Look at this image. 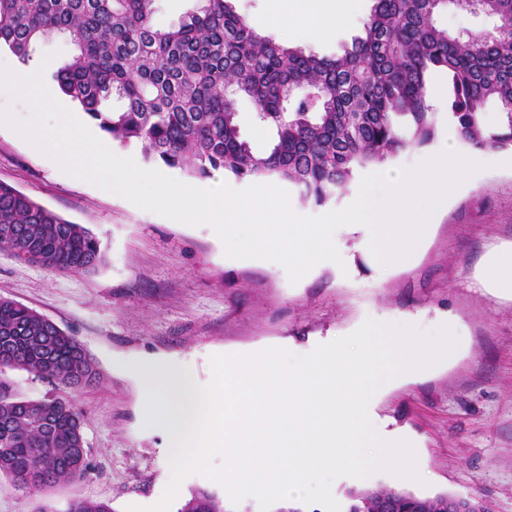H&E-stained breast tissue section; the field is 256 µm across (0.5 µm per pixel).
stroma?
<instances>
[{"mask_svg": "<svg viewBox=\"0 0 512 512\" xmlns=\"http://www.w3.org/2000/svg\"><path fill=\"white\" fill-rule=\"evenodd\" d=\"M360 25L312 41L303 26L281 41L318 56L340 53ZM0 181L94 233L105 250L96 271L63 273L0 252V297L18 301L75 336L94 359L98 382L66 395L85 415L92 471L80 482L27 490L0 476V512H64L73 499L109 502L114 512L150 506L171 470L168 434L146 426L134 362L190 365L200 383L210 358L313 344L354 332L366 319L448 313L467 350L434 373L386 392L377 411L416 436L418 496L475 495L489 512H512V300L486 292L477 272L512 245V168L478 170L435 218L410 265L377 264L359 234L343 233L347 271L321 265L298 282L275 261L226 257L207 225L188 226L142 210L57 168L12 128L0 125Z\"/></svg>", "mask_w": 512, "mask_h": 512, "instance_id": "obj_1", "label": "stroma"}]
</instances>
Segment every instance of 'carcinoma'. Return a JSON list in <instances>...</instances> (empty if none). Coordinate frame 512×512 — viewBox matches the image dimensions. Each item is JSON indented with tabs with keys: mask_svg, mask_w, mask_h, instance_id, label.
Instances as JSON below:
<instances>
[{
	"mask_svg": "<svg viewBox=\"0 0 512 512\" xmlns=\"http://www.w3.org/2000/svg\"><path fill=\"white\" fill-rule=\"evenodd\" d=\"M157 0H0V49L28 64L39 46L65 37L72 51L53 73L63 95L147 163L204 179L272 178L303 204L325 205L356 175L436 138L430 79L447 87L448 126L477 150L512 147V0H372L362 34L334 57H319L257 32L234 0H202L176 26L155 23ZM453 7L493 28L451 33L437 16ZM245 97L272 131L255 152L243 137ZM502 114L487 125L484 105ZM0 251L60 272L97 270L101 242L16 187L0 182ZM62 388L88 387L97 368L78 340L36 310L0 297V475L25 489L87 477L84 415L65 396L19 394L4 370ZM448 512V497L387 487L350 495L345 512ZM65 512H113L75 499ZM179 512H224L197 489Z\"/></svg>",
	"mask_w": 512,
	"mask_h": 512,
	"instance_id": "cac0c4a2",
	"label": "carcinoma"
}]
</instances>
